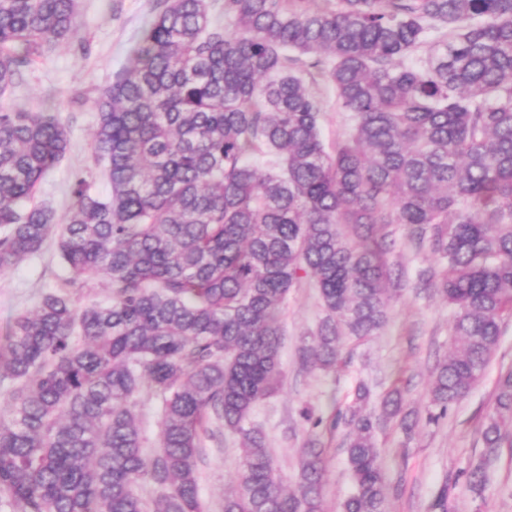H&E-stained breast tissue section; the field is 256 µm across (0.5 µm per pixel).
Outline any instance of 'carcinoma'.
I'll list each match as a JSON object with an SVG mask.
<instances>
[{
  "label": "carcinoma",
  "mask_w": 512,
  "mask_h": 512,
  "mask_svg": "<svg viewBox=\"0 0 512 512\" xmlns=\"http://www.w3.org/2000/svg\"><path fill=\"white\" fill-rule=\"evenodd\" d=\"M77 0H0V96L77 33ZM324 82L346 113L326 146ZM93 153L63 217L38 200L69 151L54 112L0 109V271L57 237L72 288L48 292L0 341V504L10 512H203L201 439L239 436L223 512H323L327 460L311 438L296 489L248 424L279 388L278 316L308 276L324 317L303 359L343 361L344 337L386 324L401 276L391 227L436 256L424 287L454 308L430 388L437 420L483 378L512 318V0H164L127 63L98 90ZM162 399L147 454L137 412ZM367 392L350 428L342 512H387ZM512 426V369L483 425ZM485 463L468 472L481 493ZM157 492L149 501L142 484Z\"/></svg>",
  "instance_id": "carcinoma-1"
}]
</instances>
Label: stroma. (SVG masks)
<instances>
[{
	"instance_id": "obj_1",
	"label": "stroma",
	"mask_w": 512,
	"mask_h": 512,
	"mask_svg": "<svg viewBox=\"0 0 512 512\" xmlns=\"http://www.w3.org/2000/svg\"><path fill=\"white\" fill-rule=\"evenodd\" d=\"M78 2L75 38L50 49L25 70L23 83L0 97L2 108L55 112L66 125L70 150L46 174L40 193L60 215L71 204L70 188L77 178H86L92 193L109 191L92 154L95 90L126 64L143 27L161 8L159 0ZM394 237L396 245L386 260L401 273L405 288L391 301L388 321L377 335L345 345V362L339 369L302 366L301 349L324 312L310 279L291 289L279 316L282 385L256 404L251 420L265 432L290 481L296 476L304 441L312 436L321 440L327 456L324 509L340 512L351 490L345 453L348 429L330 428L329 422L337 410L352 404L357 386L365 385L382 454L388 512H430L443 489L448 492L447 512H512V447L500 448L489 464L482 495H474L466 480L469 466L485 451L481 426L494 408L497 375L512 366V319L505 321L498 350L467 399L445 418L429 421L431 375L450 346L452 311L438 295L418 285L421 272L435 265V257L408 243L402 226H395ZM68 277L52 238L41 251L0 273V337L18 315L34 310L43 293L64 290ZM396 387L416 422L409 432L382 413L383 399ZM316 418L321 421L317 427L312 424ZM205 448L200 496L207 512H222L224 493L236 482L239 442L228 433L221 444L209 442Z\"/></svg>"
}]
</instances>
